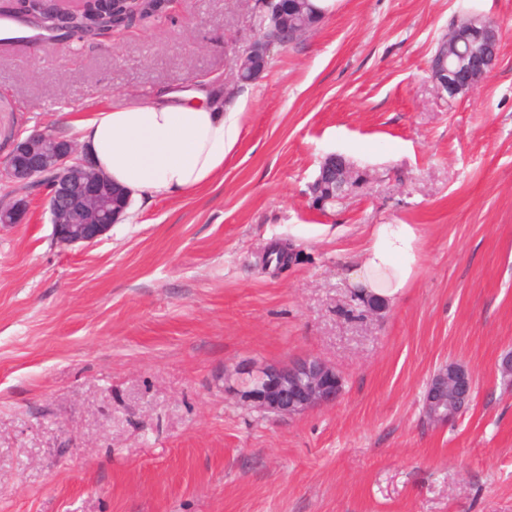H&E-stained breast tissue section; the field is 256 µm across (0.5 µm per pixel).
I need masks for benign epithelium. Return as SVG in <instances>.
I'll use <instances>...</instances> for the list:
<instances>
[{
  "mask_svg": "<svg viewBox=\"0 0 512 512\" xmlns=\"http://www.w3.org/2000/svg\"><path fill=\"white\" fill-rule=\"evenodd\" d=\"M23 0H0V16L12 19L40 18L39 30L68 33L67 41L80 47L98 46L123 33L131 21L119 20L115 11L138 13L131 6L144 0H112V16L101 24L78 29L74 23L92 0H35L38 10L19 7ZM294 0H265L269 22L241 58L254 54L266 59L277 48L289 45L307 33V26L280 27L279 21ZM499 30L482 16L463 20L448 29L442 52L430 65L437 89L455 99L468 95L493 72L498 61ZM355 179V170L345 157L328 155L314 181L320 188L345 184ZM0 182L16 189L44 193L52 224L53 239L62 245H90L98 242L117 223L127 205L125 192L109 188L107 179L93 169L87 154L73 140L57 141L44 131H34L12 140L7 156L0 162ZM28 211V201L6 194L0 199V222L17 224ZM258 382L229 385V390L246 406L264 414L296 416L336 402L343 381L335 368L316 356H305L287 364H267L254 369ZM473 393V376L464 367L451 364L433 373L423 398L424 417L444 426L468 412Z\"/></svg>",
  "mask_w": 512,
  "mask_h": 512,
  "instance_id": "obj_1",
  "label": "benign epithelium"
}]
</instances>
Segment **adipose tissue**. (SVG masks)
<instances>
[{
	"mask_svg": "<svg viewBox=\"0 0 512 512\" xmlns=\"http://www.w3.org/2000/svg\"><path fill=\"white\" fill-rule=\"evenodd\" d=\"M240 109L201 106L190 92L119 102L78 127L79 141L99 171L124 187L132 201L171 198L212 182L240 134ZM414 224H374L353 257L351 287L362 296L397 299L421 260Z\"/></svg>",
	"mask_w": 512,
	"mask_h": 512,
	"instance_id": "1",
	"label": "adipose tissue"
}]
</instances>
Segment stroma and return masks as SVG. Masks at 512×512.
Returning <instances> with one entry per match:
<instances>
[{
    "instance_id": "35a3bbf8",
    "label": "stroma",
    "mask_w": 512,
    "mask_h": 512,
    "mask_svg": "<svg viewBox=\"0 0 512 512\" xmlns=\"http://www.w3.org/2000/svg\"><path fill=\"white\" fill-rule=\"evenodd\" d=\"M499 28L464 97L429 64L451 23ZM257 0H184L81 50L0 44V135L53 129L164 88L246 98L216 181L62 246L41 197L0 224V512H512V0H335L257 80L235 60ZM365 175L322 211L327 155ZM373 224H416L422 261L377 312L347 260ZM288 265L261 267L273 246ZM314 355L343 380L294 418L226 392L243 365ZM474 378L437 427L441 366ZM472 393V374L459 365L445 366L434 372L427 383L422 406L424 417L433 425H447L468 412Z\"/></svg>"
}]
</instances>
